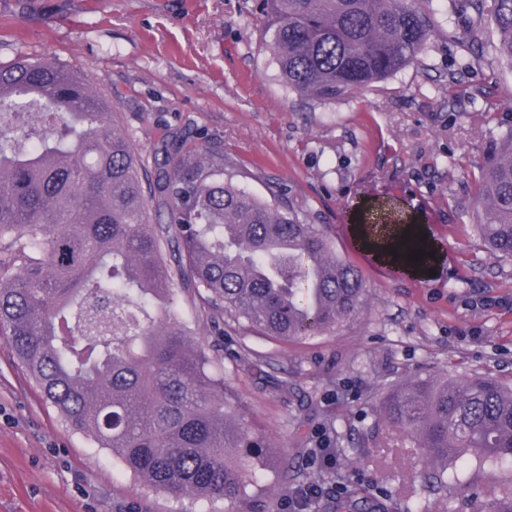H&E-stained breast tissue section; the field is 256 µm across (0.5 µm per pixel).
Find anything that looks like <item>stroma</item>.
I'll return each instance as SVG.
<instances>
[{"mask_svg": "<svg viewBox=\"0 0 512 512\" xmlns=\"http://www.w3.org/2000/svg\"><path fill=\"white\" fill-rule=\"evenodd\" d=\"M435 27L406 69L333 103L282 79L257 0H0V63L44 58L83 72L153 158L163 137L218 138L241 185L286 194L324 225L369 289L365 312L333 333L282 344L201 320L227 384L289 470L319 480L307 512H339L353 491L371 512L433 503L403 486L423 468L380 413L410 373L512 382V259L489 254L472 224L480 167L512 129V67L491 23L470 32L460 0H417ZM395 202L430 241L429 273L387 270L356 241L368 210ZM272 353L252 375L243 348ZM288 378V392L277 379ZM277 470L259 474L240 512H288ZM222 500L147 490L70 430L0 336V512H225Z\"/></svg>", "mask_w": 512, "mask_h": 512, "instance_id": "stroma-1", "label": "stroma"}]
</instances>
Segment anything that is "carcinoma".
I'll list each match as a JSON object with an SVG mask.
<instances>
[{"mask_svg": "<svg viewBox=\"0 0 512 512\" xmlns=\"http://www.w3.org/2000/svg\"><path fill=\"white\" fill-rule=\"evenodd\" d=\"M512 65V0H492ZM288 87L324 103L413 64L433 31L409 0H263ZM219 141L166 142L149 163L107 97L43 58L0 63V334L72 429L176 498H247L268 452L191 324L232 323L279 342L341 328L368 288L322 224L277 189L239 187ZM475 231L512 257V128L481 168ZM166 216L152 223L151 214ZM386 423L423 458L438 512H467L453 461L512 463V386L416 373L389 391ZM488 512H512V473Z\"/></svg>", "mask_w": 512, "mask_h": 512, "instance_id": "obj_1", "label": "carcinoma"}]
</instances>
